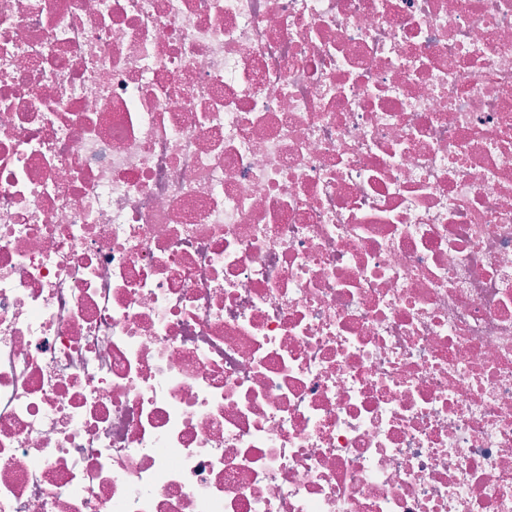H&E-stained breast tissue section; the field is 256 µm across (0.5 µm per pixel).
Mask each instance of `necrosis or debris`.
<instances>
[{
  "mask_svg": "<svg viewBox=\"0 0 512 512\" xmlns=\"http://www.w3.org/2000/svg\"><path fill=\"white\" fill-rule=\"evenodd\" d=\"M0 512H512V0H0Z\"/></svg>",
  "mask_w": 512,
  "mask_h": 512,
  "instance_id": "necrosis-or-debris-1",
  "label": "necrosis or debris"
}]
</instances>
